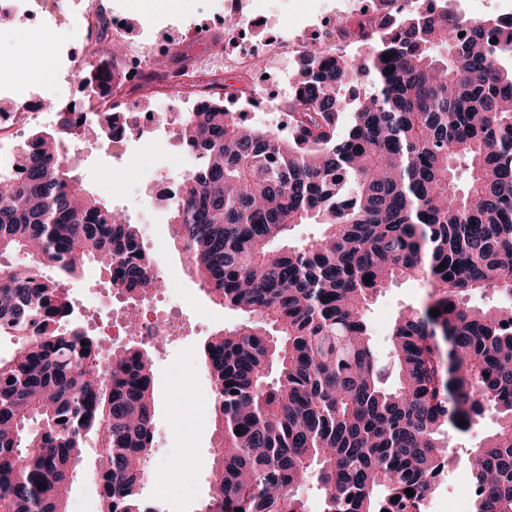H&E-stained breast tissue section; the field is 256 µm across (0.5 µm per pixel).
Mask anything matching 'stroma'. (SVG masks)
<instances>
[{"label":"stroma","mask_w":512,"mask_h":512,"mask_svg":"<svg viewBox=\"0 0 512 512\" xmlns=\"http://www.w3.org/2000/svg\"><path fill=\"white\" fill-rule=\"evenodd\" d=\"M114 14L137 24L136 40L159 35L192 36L196 23L222 16L228 0H175L165 7L161 0H108ZM364 0H238L242 13L262 12L274 30L307 31L312 44H319L321 21L339 24ZM69 35L65 28L32 29L19 23L0 30V57L16 58L19 71L35 66L39 59L57 58L58 74L65 77L69 89L78 86L77 77L67 74L66 50ZM181 147L175 137L158 140L148 136L134 142L127 161H120L108 140L90 141L77 159L78 172L87 189L123 211L140 227L142 237L166 239V268L170 282L193 294L202 311V322L190 336L161 343H145L154 372L156 402L153 429L158 445L148 462L149 485L165 502L166 512H198L202 501L214 491V422L204 399L211 386L202 350L216 332L243 322L242 313L214 304L189 275L181 248L169 241L167 214L158 206L152 190L155 175L162 167L184 168ZM108 279L94 265H87L72 279L69 290L76 296L75 313L82 325L95 330L97 318L105 317L104 297ZM426 290L413 281H402L387 289L374 301L370 322L372 341L378 353L389 347L390 329L397 311L405 306H420ZM496 429L494 417L472 423L467 430L449 428L451 444L457 449L453 464L438 480L426 512H469L473 502V482L466 467L467 453ZM97 450L88 447L77 468L68 512H87L98 501L101 486L94 460Z\"/></svg>","instance_id":"35a3bbf8"}]
</instances>
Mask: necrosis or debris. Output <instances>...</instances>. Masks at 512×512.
Segmentation results:
<instances>
[{"label": "necrosis or debris", "instance_id": "obj_1", "mask_svg": "<svg viewBox=\"0 0 512 512\" xmlns=\"http://www.w3.org/2000/svg\"><path fill=\"white\" fill-rule=\"evenodd\" d=\"M106 13L103 0H83L81 8L67 10L61 8L60 0H0V27L21 21L41 24L62 18L64 27L73 34L79 46L70 59V66L81 75L106 61L105 40L126 42L128 50L117 61L126 71L125 82L112 85L99 94L91 103V111L77 114L83 123L102 125L104 111L119 108L120 126L105 128L104 137L116 141L124 149L151 129L165 128L170 120L171 115L167 112H142L143 102L151 95L158 93L183 102L208 99L214 94L216 85L223 83L225 73L231 72L238 78L247 98L252 99L259 94L257 60H264V67L281 72L309 46L303 35L286 34L266 39L256 46L241 45L237 52L229 54L224 50L225 34L220 26L208 27L191 51L183 41L175 39L132 43L128 40L126 27L116 23L109 27L102 25L101 19ZM160 54L177 59L180 74L167 75L152 69L151 59ZM45 86V81L33 82L21 94L22 111L9 113L7 123L0 125V160L11 153L22 125L46 120L47 114L42 108Z\"/></svg>", "mask_w": 512, "mask_h": 512}]
</instances>
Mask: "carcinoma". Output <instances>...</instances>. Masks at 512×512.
<instances>
[{
    "label": "carcinoma",
    "instance_id": "1",
    "mask_svg": "<svg viewBox=\"0 0 512 512\" xmlns=\"http://www.w3.org/2000/svg\"><path fill=\"white\" fill-rule=\"evenodd\" d=\"M428 2L346 19L354 57L301 54L286 136L225 105L234 83L175 122L195 163L165 203L169 233L200 288L252 317L205 346L218 439L199 512H307L314 481L321 512H426L454 452L446 428L485 414L497 429L469 452L471 512H512V15ZM122 80L103 70L82 89ZM72 131L62 115L0 162V332L16 341L0 359V512H67L90 439L98 512H153L152 364L102 354L67 285L89 262L132 299L164 284L138 225L61 160ZM299 224L321 234L295 244ZM401 280L428 300L398 310L385 366L368 314ZM488 290L509 302L468 301Z\"/></svg>",
    "mask_w": 512,
    "mask_h": 512
}]
</instances>
